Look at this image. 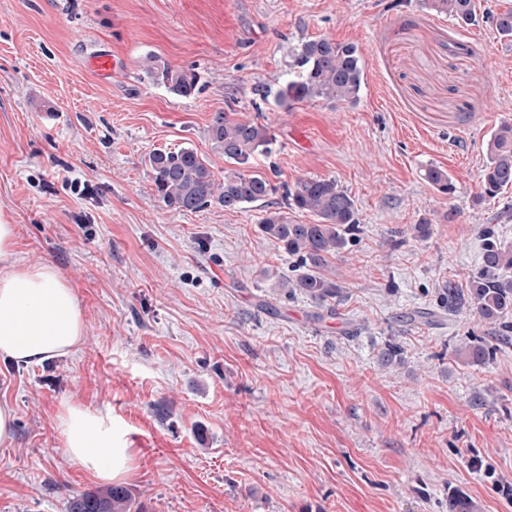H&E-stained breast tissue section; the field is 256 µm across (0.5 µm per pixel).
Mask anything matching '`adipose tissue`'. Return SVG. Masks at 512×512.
<instances>
[{"label":"adipose tissue","instance_id":"1","mask_svg":"<svg viewBox=\"0 0 512 512\" xmlns=\"http://www.w3.org/2000/svg\"><path fill=\"white\" fill-rule=\"evenodd\" d=\"M14 225L0 219V358L37 365L72 352L85 319L72 288L53 265L18 264ZM66 457L97 481H125L136 453L111 412L64 405L59 416Z\"/></svg>","mask_w":512,"mask_h":512}]
</instances>
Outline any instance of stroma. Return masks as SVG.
Returning <instances> with one entry per match:
<instances>
[{"label":"stroma","mask_w":512,"mask_h":512,"mask_svg":"<svg viewBox=\"0 0 512 512\" xmlns=\"http://www.w3.org/2000/svg\"><path fill=\"white\" fill-rule=\"evenodd\" d=\"M474 6L461 25L420 0H0V218L16 261L57 267L86 321L69 355L0 360L15 413L0 512H66L99 489L61 448L66 403L126 430L137 512H448L457 491L512 512V342L467 363L456 347L488 330L437 302L481 265L485 229L512 245V187L478 197L487 143L512 120V39L493 21L512 0ZM322 37L357 46V102L278 106L292 50ZM149 56L196 72L195 94L155 81ZM217 112L268 127L249 171L274 193L168 209L149 154L190 147L223 175ZM430 165L454 195L424 181ZM306 177L336 179L358 207L326 271L343 297L320 321L280 287L294 260L259 229L268 210L313 223L282 194ZM392 338L403 358L386 365Z\"/></svg>","instance_id":"stroma-1"}]
</instances>
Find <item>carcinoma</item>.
<instances>
[{"label":"carcinoma","mask_w":512,"mask_h":512,"mask_svg":"<svg viewBox=\"0 0 512 512\" xmlns=\"http://www.w3.org/2000/svg\"><path fill=\"white\" fill-rule=\"evenodd\" d=\"M426 8L453 17L461 24L475 21L473 0H424ZM295 76L276 94V102L291 107L296 102L322 99L331 103L358 100L364 81V63L352 43L328 38L303 42L292 52ZM147 71L174 95H194L197 75L154 63ZM213 150L224 155L234 168L219 178L207 159L192 148L157 149L148 156L149 175L163 204L182 212H197L213 205L238 209L264 202L273 193L270 180L260 174H246L258 155L271 152V135L261 123L237 121L228 112H217L209 126ZM425 181L444 195L456 191L452 179L438 166L424 169ZM512 186V121L502 122L493 132L487 148V162L481 174V195L495 196ZM289 208L311 213L312 224H296L279 211H266L259 227L269 239L296 259L301 273L281 279L284 288H296L319 308L316 319L336 315V298L341 288L324 271L358 231L354 198L332 178H300L286 189ZM440 308L459 313L467 308L491 328L492 338H479L457 349L467 362L483 364L496 354L495 342L509 339L512 332V247L502 244L490 229L485 230L481 266L471 273L468 288L453 283L440 289ZM130 491L112 486L72 496L67 512H132ZM448 512H475L473 501L464 493L448 496Z\"/></svg>","instance_id":"carcinoma-1"}]
</instances>
